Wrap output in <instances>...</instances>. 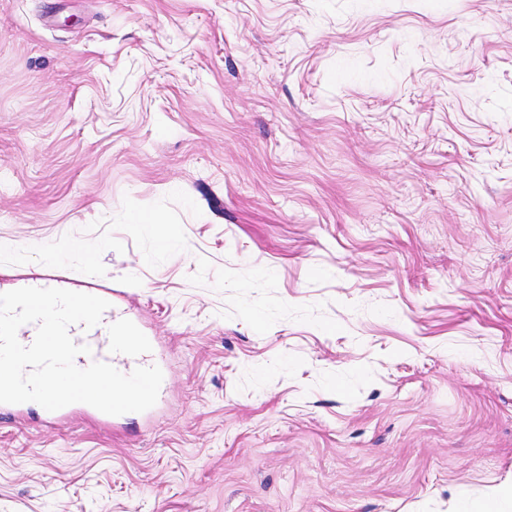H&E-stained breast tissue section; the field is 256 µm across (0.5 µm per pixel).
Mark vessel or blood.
<instances>
[{"instance_id": "vessel-or-blood-1", "label": "vessel or blood", "mask_w": 512, "mask_h": 512, "mask_svg": "<svg viewBox=\"0 0 512 512\" xmlns=\"http://www.w3.org/2000/svg\"><path fill=\"white\" fill-rule=\"evenodd\" d=\"M69 333L76 344L89 348L88 353L76 357L77 367L85 368L99 361L109 363L120 372L128 374L135 368L150 367L156 363L153 337L140 334L136 322L115 309H107L97 326L88 329L78 324L71 326ZM77 413L96 418L103 424L112 420L111 415L84 403H74L47 412L46 417L52 422H62Z\"/></svg>"}]
</instances>
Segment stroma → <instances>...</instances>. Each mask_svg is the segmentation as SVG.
<instances>
[{
	"instance_id": "obj_1",
	"label": "stroma",
	"mask_w": 512,
	"mask_h": 512,
	"mask_svg": "<svg viewBox=\"0 0 512 512\" xmlns=\"http://www.w3.org/2000/svg\"><path fill=\"white\" fill-rule=\"evenodd\" d=\"M48 264L167 376L0 419V512H512V0H0V292ZM42 407V406H41ZM43 409L45 417L51 421V422H62L69 420L74 414L79 413L83 415H87L89 417L96 418L100 423L106 425L110 422H112V418L120 416V415H109L106 413H103L96 408L84 404V403H74L71 405H68L66 407H63L56 411H48L46 409Z\"/></svg>"
}]
</instances>
